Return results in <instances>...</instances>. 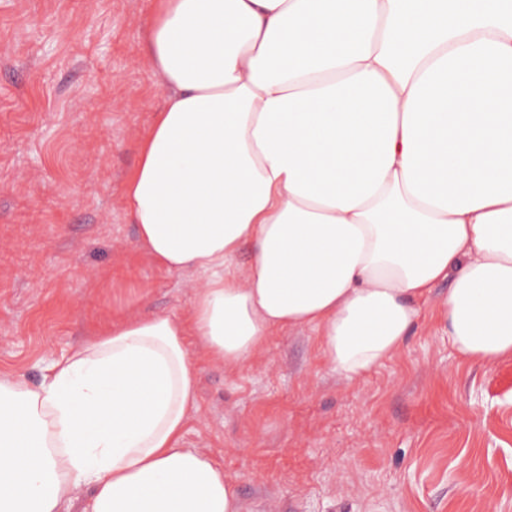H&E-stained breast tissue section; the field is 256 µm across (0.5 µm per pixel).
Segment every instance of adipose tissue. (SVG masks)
Masks as SVG:
<instances>
[{"mask_svg": "<svg viewBox=\"0 0 512 512\" xmlns=\"http://www.w3.org/2000/svg\"><path fill=\"white\" fill-rule=\"evenodd\" d=\"M166 91L124 184L188 311L109 325L40 385L0 374V512H242L183 447L196 341L233 371L311 327L348 379L449 281L448 341L512 359V0H152Z\"/></svg>", "mask_w": 512, "mask_h": 512, "instance_id": "1", "label": "adipose tissue"}]
</instances>
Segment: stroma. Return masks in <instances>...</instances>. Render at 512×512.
Returning a JSON list of instances; mask_svg holds the SVG:
<instances>
[{
	"label": "stroma",
	"mask_w": 512,
	"mask_h": 512,
	"mask_svg": "<svg viewBox=\"0 0 512 512\" xmlns=\"http://www.w3.org/2000/svg\"><path fill=\"white\" fill-rule=\"evenodd\" d=\"M152 0H0V373L40 384L103 325L178 315L198 279L137 246L123 188L165 90ZM432 288L404 345L351 381L313 330L236 373L200 346L184 442L244 512H512V360L458 358Z\"/></svg>",
	"instance_id": "stroma-1"
}]
</instances>
